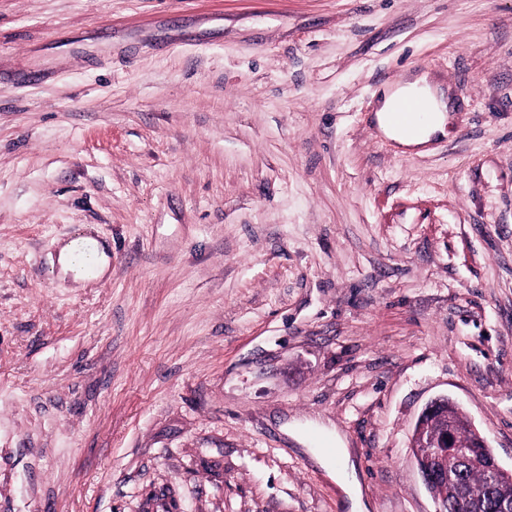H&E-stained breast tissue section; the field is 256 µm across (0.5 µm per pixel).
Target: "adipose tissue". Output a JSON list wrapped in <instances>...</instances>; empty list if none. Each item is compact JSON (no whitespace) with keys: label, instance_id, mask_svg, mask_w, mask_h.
I'll return each instance as SVG.
<instances>
[{"label":"adipose tissue","instance_id":"ef3b65f1","mask_svg":"<svg viewBox=\"0 0 512 512\" xmlns=\"http://www.w3.org/2000/svg\"><path fill=\"white\" fill-rule=\"evenodd\" d=\"M402 97L422 99L428 106L429 119L420 124L415 133L409 134L390 126L387 114L395 101ZM453 109V101L446 97L429 78L428 74H415L404 82L383 91L375 119L380 131L387 137L396 140L407 149H418L428 144L431 139L444 133L448 122V114Z\"/></svg>","mask_w":512,"mask_h":512}]
</instances>
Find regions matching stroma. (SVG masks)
Segmentation results:
<instances>
[{
  "instance_id": "35a3bbf8",
  "label": "stroma",
  "mask_w": 512,
  "mask_h": 512,
  "mask_svg": "<svg viewBox=\"0 0 512 512\" xmlns=\"http://www.w3.org/2000/svg\"><path fill=\"white\" fill-rule=\"evenodd\" d=\"M441 395L511 469L512 0H0V512H436ZM401 97L422 99L430 112L428 121L421 123L413 134L397 130L387 121V113L391 111L395 101ZM452 110L451 96L448 94L447 99L445 93L430 80L428 74L421 73L414 74L404 82L384 90L375 111V119L378 128L385 136L396 140L404 148L418 149L428 144L434 136L445 133L448 122L447 112ZM426 115L427 112L421 103L405 98L395 104L392 112L389 113V120L392 125L407 129L414 120L422 122ZM83 241L91 244L98 253L99 259L95 252L91 250H79L72 258V265L75 271L85 277L95 276L102 277L108 267V257L105 247L101 245L96 239L91 237L74 239L66 243L60 250L58 262L60 264L61 272L65 275L71 273L70 257L77 242ZM98 261V265H97ZM97 266V268H96ZM448 398L450 397L447 395L438 396L426 404L414 428L411 438V448H421L416 443V440H418L424 446H428L429 448H437L436 451L438 453L443 448H445L446 451H448V448H455L459 455L466 456L469 454V448H459L457 446L455 441L454 427L452 424L447 425L443 431L435 434H427L422 428L424 422L433 420L436 416L442 413L446 403L448 404Z\"/></svg>"
}]
</instances>
